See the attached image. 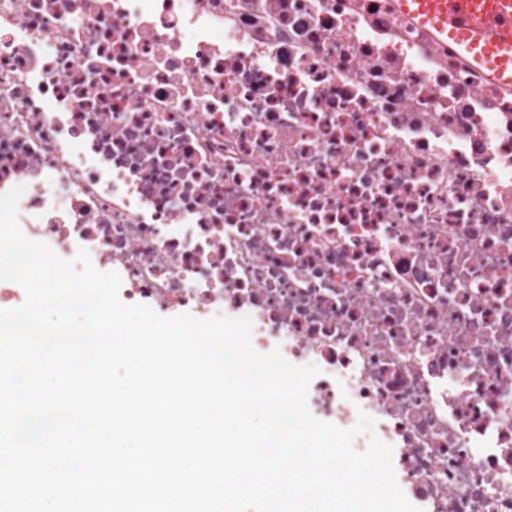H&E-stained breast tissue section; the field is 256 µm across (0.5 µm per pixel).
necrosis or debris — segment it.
Returning <instances> with one entry per match:
<instances>
[{"mask_svg":"<svg viewBox=\"0 0 512 512\" xmlns=\"http://www.w3.org/2000/svg\"><path fill=\"white\" fill-rule=\"evenodd\" d=\"M392 0H0V193L163 317L252 319L419 512H512V91Z\"/></svg>","mask_w":512,"mask_h":512,"instance_id":"obj_1","label":"necrosis or debris"}]
</instances>
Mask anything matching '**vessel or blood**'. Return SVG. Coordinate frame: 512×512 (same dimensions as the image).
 <instances>
[{"mask_svg": "<svg viewBox=\"0 0 512 512\" xmlns=\"http://www.w3.org/2000/svg\"><path fill=\"white\" fill-rule=\"evenodd\" d=\"M399 13L453 40L490 82L512 85V0H395Z\"/></svg>", "mask_w": 512, "mask_h": 512, "instance_id": "1", "label": "vessel or blood"}]
</instances>
